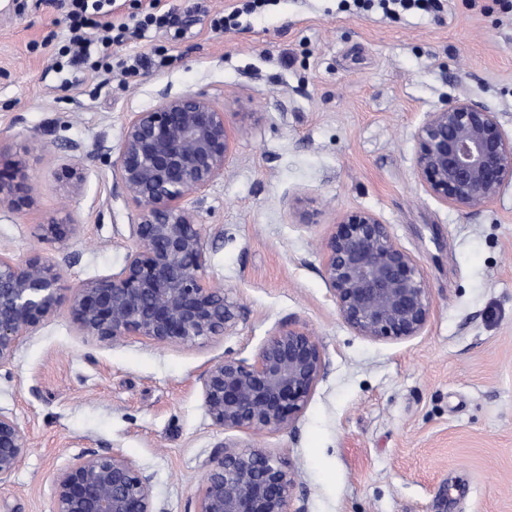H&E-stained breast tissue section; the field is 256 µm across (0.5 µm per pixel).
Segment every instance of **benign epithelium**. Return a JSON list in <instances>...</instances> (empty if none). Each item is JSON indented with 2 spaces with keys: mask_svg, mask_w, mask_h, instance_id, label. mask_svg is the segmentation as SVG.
<instances>
[{
  "mask_svg": "<svg viewBox=\"0 0 512 512\" xmlns=\"http://www.w3.org/2000/svg\"><path fill=\"white\" fill-rule=\"evenodd\" d=\"M234 132L227 113L203 94H159L157 104L129 116L112 176L136 210L132 246L122 270L63 286L60 262L18 259L0 251V369L20 339L61 310L78 335L99 345L138 340L157 346L205 343L232 331L242 307L208 274V240L188 197L224 177ZM415 165L428 193L480 212L512 182V135L496 115L469 97H455L427 115L417 132ZM0 210L33 208L36 187L24 161L3 160ZM39 238L79 236L73 214L37 224ZM323 274L343 321L375 340L419 335L432 311L414 258L369 211L344 216L324 246ZM326 371L317 338L285 324L247 361L221 357L203 371L202 402L223 430L276 432L294 425ZM28 451L13 413L0 409V485ZM51 512H159L152 476L119 449L87 452L53 476ZM296 489L288 458L226 443L203 463L194 512L290 510Z\"/></svg>",
  "mask_w": 512,
  "mask_h": 512,
  "instance_id": "obj_1",
  "label": "benign epithelium"
}]
</instances>
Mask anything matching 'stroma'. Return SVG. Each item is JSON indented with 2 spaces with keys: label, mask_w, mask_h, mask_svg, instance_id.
Instances as JSON below:
<instances>
[{
  "label": "stroma",
  "mask_w": 512,
  "mask_h": 512,
  "mask_svg": "<svg viewBox=\"0 0 512 512\" xmlns=\"http://www.w3.org/2000/svg\"><path fill=\"white\" fill-rule=\"evenodd\" d=\"M64 7L0 8V145L25 155L38 194L0 211V247L61 262L63 284L119 271L134 207L112 176L125 123L161 90L203 92L234 128L217 180L191 197L208 273L244 312L194 346H100L66 312L0 369V408L30 439L0 512H50L53 475L77 455L121 449L153 477L160 512H187L203 460L226 442L288 457L304 512H512V183L471 213L427 193L415 167L428 113L466 95L512 133V6L439 0L387 15L353 0H272L224 33L198 16L178 43L151 32L133 52L167 65L132 76L59 69ZM78 164L80 178H66ZM366 210L417 262L432 299L419 336L358 335L323 276V247ZM73 213L79 237L46 242L42 216ZM314 332L326 372L293 428L222 430L199 378L253 359L282 324Z\"/></svg>",
  "instance_id": "1"
}]
</instances>
